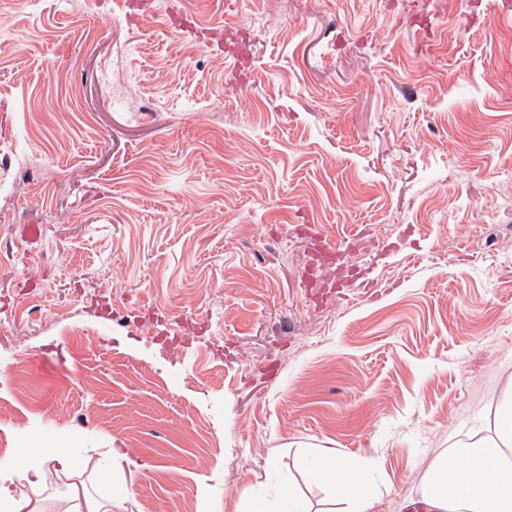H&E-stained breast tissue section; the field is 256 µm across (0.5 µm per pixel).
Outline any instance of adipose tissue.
<instances>
[{"instance_id":"adipose-tissue-1","label":"adipose tissue","mask_w":512,"mask_h":512,"mask_svg":"<svg viewBox=\"0 0 512 512\" xmlns=\"http://www.w3.org/2000/svg\"><path fill=\"white\" fill-rule=\"evenodd\" d=\"M488 434L454 446L431 468L420 494L404 502L406 512H512V384L496 406ZM23 464L0 462V512H49L42 496L55 481L66 482L64 512H112L126 498L91 495L84 474L88 458L56 443L31 437ZM308 480L335 490L345 512H372L375 499L367 470L329 448L304 456Z\"/></svg>"}]
</instances>
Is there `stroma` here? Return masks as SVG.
Here are the masks:
<instances>
[{
	"label": "stroma",
	"instance_id": "obj_1",
	"mask_svg": "<svg viewBox=\"0 0 512 512\" xmlns=\"http://www.w3.org/2000/svg\"><path fill=\"white\" fill-rule=\"evenodd\" d=\"M0 457L240 512L313 448L404 512L512 381V0H0ZM356 273L313 295L317 252ZM144 324L124 325V314Z\"/></svg>",
	"mask_w": 512,
	"mask_h": 512
}]
</instances>
